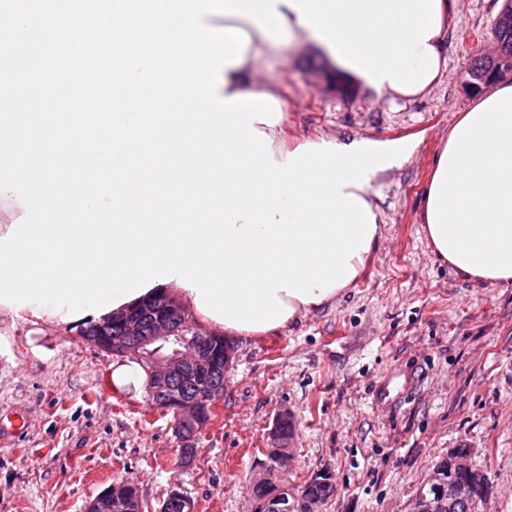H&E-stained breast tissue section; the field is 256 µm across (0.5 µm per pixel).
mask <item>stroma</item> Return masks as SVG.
Wrapping results in <instances>:
<instances>
[{
  "instance_id": "35a3bbf8",
  "label": "stroma",
  "mask_w": 512,
  "mask_h": 512,
  "mask_svg": "<svg viewBox=\"0 0 512 512\" xmlns=\"http://www.w3.org/2000/svg\"><path fill=\"white\" fill-rule=\"evenodd\" d=\"M503 0H454L437 84L379 97L329 75L316 56L274 61L289 102L284 139L333 136L411 145L370 192L381 235L336 301L280 331L236 337L217 416L179 462L173 417L75 324L35 322L27 302L0 309V512H85L113 481H137L148 512L170 483L197 512H253L250 487L281 411L291 413L290 487L330 472L323 512H412L434 464L458 448L487 477L485 512H512V284H479L436 257L419 213L450 126L478 95L475 62L496 46ZM388 386L390 396L376 392Z\"/></svg>"
}]
</instances>
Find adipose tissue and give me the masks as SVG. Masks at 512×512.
I'll return each mask as SVG.
<instances>
[{"label": "adipose tissue", "mask_w": 512, "mask_h": 512, "mask_svg": "<svg viewBox=\"0 0 512 512\" xmlns=\"http://www.w3.org/2000/svg\"><path fill=\"white\" fill-rule=\"evenodd\" d=\"M291 42L304 45L333 70H345L361 85L366 76L343 69L329 46L301 24L296 9L281 0ZM208 27L246 32L249 42L242 60L223 68L219 96L266 94L288 108L281 94L282 77L268 69L281 44L249 18L231 14L204 16ZM436 255L457 273L481 283L512 282V83L479 97L461 114L437 155L420 214Z\"/></svg>", "instance_id": "1"}]
</instances>
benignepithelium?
<instances>
[{"label": "benign epithelium", "mask_w": 512, "mask_h": 512, "mask_svg": "<svg viewBox=\"0 0 512 512\" xmlns=\"http://www.w3.org/2000/svg\"><path fill=\"white\" fill-rule=\"evenodd\" d=\"M492 66L483 72L479 82L486 83L492 79L512 75V59L505 56L502 45H497L495 54L491 57ZM179 300L168 292L150 296L140 303L133 305L117 314L122 325V331L112 332V318L97 323L101 335L109 337L108 343L100 345L95 341L89 345L106 351L115 357L141 360L143 354L139 347L145 343L162 342L176 333L172 327L171 316L179 312ZM151 317L150 332L143 334L141 321L143 315ZM234 344L227 340L224 342V360L214 361L209 353V334L206 332L198 336L185 339L184 348L174 355L167 357L153 356L148 361L146 372L148 374L147 390L153 394L163 396L165 412L174 413V431L180 436L186 430L192 431L204 427L200 422L201 406L216 407L224 395L220 386L209 388L199 397H183L173 390L172 382L179 376H188L200 370L205 364L212 368H221L228 365L234 358ZM290 418V414L283 411L279 414L278 423L272 429L275 446L265 450L268 464L263 475L256 479L258 483L269 481L270 473L287 467L288 434L281 428L280 422ZM440 465L433 468L430 479L424 488L420 489L415 498L413 512H448V492L444 487V477ZM323 502L312 499H302L291 488L273 481V491L264 501V512H321Z\"/></svg>", "instance_id": "7a95c632"}]
</instances>
